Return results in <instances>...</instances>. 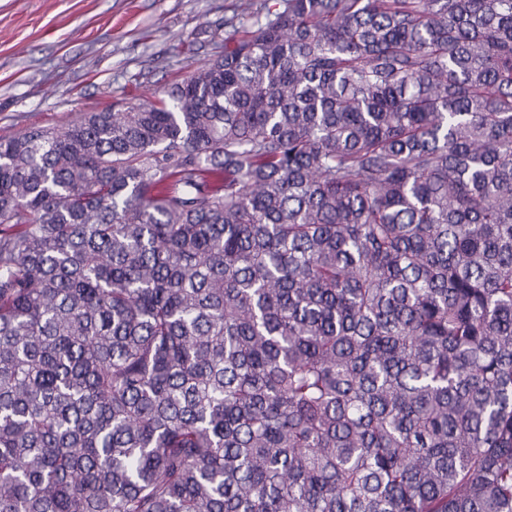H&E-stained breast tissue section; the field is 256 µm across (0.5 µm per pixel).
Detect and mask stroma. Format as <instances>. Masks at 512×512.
<instances>
[{
	"label": "stroma",
	"instance_id": "35a3bbf8",
	"mask_svg": "<svg viewBox=\"0 0 512 512\" xmlns=\"http://www.w3.org/2000/svg\"><path fill=\"white\" fill-rule=\"evenodd\" d=\"M239 0H0V137L160 97L224 50Z\"/></svg>",
	"mask_w": 512,
	"mask_h": 512
}]
</instances>
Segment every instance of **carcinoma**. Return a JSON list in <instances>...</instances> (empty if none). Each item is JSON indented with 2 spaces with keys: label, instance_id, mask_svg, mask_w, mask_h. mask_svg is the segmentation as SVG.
Returning <instances> with one entry per match:
<instances>
[{
  "label": "carcinoma",
  "instance_id": "1",
  "mask_svg": "<svg viewBox=\"0 0 512 512\" xmlns=\"http://www.w3.org/2000/svg\"><path fill=\"white\" fill-rule=\"evenodd\" d=\"M224 28L0 139V512H512V0Z\"/></svg>",
  "mask_w": 512,
  "mask_h": 512
}]
</instances>
